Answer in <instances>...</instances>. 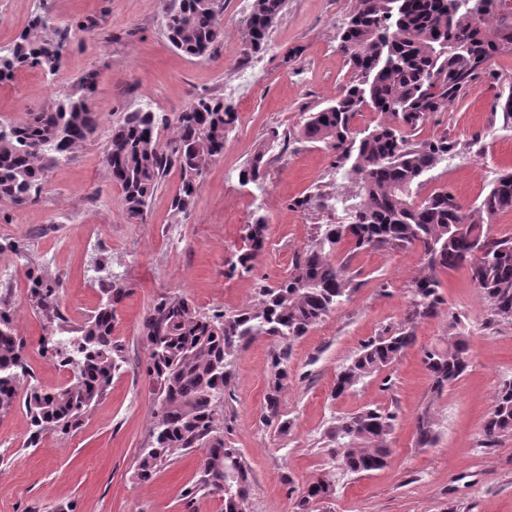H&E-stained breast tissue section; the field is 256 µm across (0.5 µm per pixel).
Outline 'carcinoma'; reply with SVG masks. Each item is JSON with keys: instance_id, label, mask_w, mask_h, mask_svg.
Here are the masks:
<instances>
[{"instance_id": "1", "label": "carcinoma", "mask_w": 512, "mask_h": 512, "mask_svg": "<svg viewBox=\"0 0 512 512\" xmlns=\"http://www.w3.org/2000/svg\"><path fill=\"white\" fill-rule=\"evenodd\" d=\"M287 0H252L239 19L246 51L267 49L271 28ZM162 26L170 43L183 54L207 58L224 41V0H173ZM48 16H37L14 45L0 51V81L22 67L54 75L62 67L66 40L54 38ZM338 49L351 71L344 93L288 132V140L321 144L333 153L334 168L356 189L345 216L324 225L299 255L293 270L274 288H263L258 303L234 310L201 311L182 295L157 300L143 321L150 357L145 374L155 384L156 404L148 447L137 476L147 480L166 462L197 451V480L184 490L192 499L204 491L224 499V512H249L251 472L237 448L224 445V400L230 393L231 358L258 336L272 339L270 379L263 420L281 431L288 420L281 398L288 384L290 342L304 336L339 309L355 291L354 276L342 251L398 250L417 247L422 267L409 288L407 320L437 314L440 276L457 267L490 302L497 321L512 322V237L494 238L487 225L512 210V172L501 174L475 206L468 208L448 189L419 196L424 175L453 146L448 138L415 140L413 132L432 114L448 107L469 88L484 65L499 54H512V0H355ZM98 74H84L75 91L52 108L31 112L19 123L0 121V200L22 206L37 199L50 171L98 130L90 99ZM369 109L381 116L373 127L353 128L356 115ZM236 113L224 99L200 96L175 119L176 135L158 137L159 116L152 111L127 112L112 126L103 164L122 191L126 219L144 220L148 199L173 168L180 185L174 209L188 213L203 175L224 154ZM270 148L256 151L240 171L241 186L265 180L273 162ZM339 197L307 195L292 202L296 209L336 210ZM267 221L262 215L248 225V245L229 270L250 272L263 247ZM105 301L81 324L72 326L61 313L62 282L47 274L29 276V298L44 320L42 347L56 363L72 371L54 389L23 387L29 376L26 341L13 326L9 302L0 298V416L18 400L30 416L35 441L45 430H77L103 397L122 361V347L112 336L117 305L127 289L116 274L99 280ZM412 329L374 336L336 374L334 396L360 381L393 367L414 343ZM431 391L439 395L470 366V346L459 333L448 346L423 352ZM395 415L366 408L340 418L329 449L340 468L360 474L386 466ZM419 446L436 440L434 423L424 413L417 420ZM489 442L512 434V380L497 389L484 427ZM336 495L335 483L318 477L303 490L296 512H312L314 498Z\"/></svg>"}]
</instances>
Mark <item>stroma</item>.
Wrapping results in <instances>:
<instances>
[{
  "instance_id": "stroma-1",
  "label": "stroma",
  "mask_w": 512,
  "mask_h": 512,
  "mask_svg": "<svg viewBox=\"0 0 512 512\" xmlns=\"http://www.w3.org/2000/svg\"><path fill=\"white\" fill-rule=\"evenodd\" d=\"M169 0H0V48L13 44L29 21L47 12L66 34L64 64L55 75L19 69L0 83V119L24 121L70 94L80 77L98 74L93 97L100 134L51 170L37 201H0V265L14 278L58 277L61 310L82 322L101 301L95 261L121 276L128 293L117 307L113 334L124 363L81 427L45 433L29 447V417L15 404L0 417V512H224L221 497H182L198 466L191 453L161 466L148 480L137 477L139 455L149 443L154 399L143 373L149 351L142 321L163 294L184 295L201 310L241 308L258 301L261 287L281 282L311 244L330 213L291 208L293 199L322 192L350 195L352 187L333 167V154L307 143L290 144L266 176L255 200L238 173L274 133L298 125L339 95L350 73L337 35L355 0H288L269 33V47L245 50L237 21L247 0H224V41L212 57L192 59L175 50L161 24ZM512 83V55L493 57L488 72L467 94L434 113L416 131L420 140L448 137L455 150L425 177L427 187L447 186L474 206L502 173L512 171V128L493 108L498 85ZM201 96L224 99L236 121L224 155L210 166L188 214L172 198L178 172H170L149 201L142 223L125 218L122 191L102 162L112 126L123 113L148 108L169 118L161 140L173 137L171 120ZM265 216L267 240L251 273L226 271L246 245L247 226ZM27 257L17 261L14 243ZM422 266L421 252L361 250L349 268L358 289L337 311L291 344L290 374L281 409L291 422L282 431L262 421L273 342L258 337L231 362L232 397L224 441L240 449L252 473L251 512H296L300 491L332 475V500L315 512H512V434L486 445L483 424L499 385L512 380V323L492 320L489 302L460 267L441 277L438 314L418 321L416 340L389 370L341 397L333 386L339 369L363 342L405 318L407 295ZM13 324L27 342L33 384L56 388L70 373L57 367L39 340L42 319L28 300L11 304ZM464 332L471 365L440 396L430 391L422 362L425 348ZM366 407L394 412L388 466L364 475L337 469L328 455L337 420ZM429 415L436 444L420 447L416 422Z\"/></svg>"
}]
</instances>
